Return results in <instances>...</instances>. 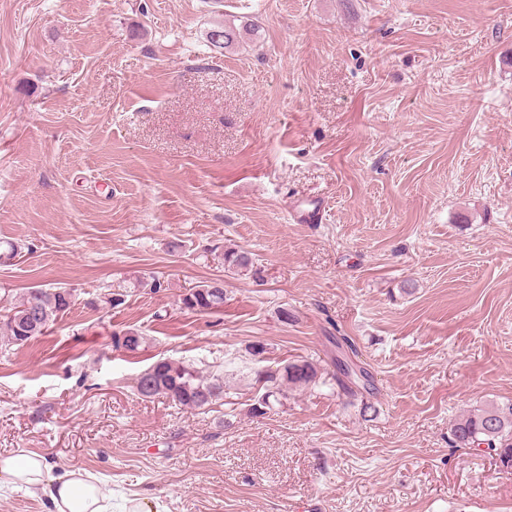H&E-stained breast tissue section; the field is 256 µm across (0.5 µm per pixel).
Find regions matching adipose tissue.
Returning a JSON list of instances; mask_svg holds the SVG:
<instances>
[{
    "mask_svg": "<svg viewBox=\"0 0 512 512\" xmlns=\"http://www.w3.org/2000/svg\"><path fill=\"white\" fill-rule=\"evenodd\" d=\"M17 485L41 488L56 512H108L95 483L71 472L48 478L47 463L38 454L0 458V489Z\"/></svg>",
    "mask_w": 512,
    "mask_h": 512,
    "instance_id": "ef3b65f1",
    "label": "adipose tissue"
}]
</instances>
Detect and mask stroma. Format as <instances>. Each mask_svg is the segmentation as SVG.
Returning a JSON list of instances; mask_svg holds the SVG:
<instances>
[{
    "instance_id": "obj_1",
    "label": "stroma",
    "mask_w": 512,
    "mask_h": 512,
    "mask_svg": "<svg viewBox=\"0 0 512 512\" xmlns=\"http://www.w3.org/2000/svg\"><path fill=\"white\" fill-rule=\"evenodd\" d=\"M9 242L0 289L76 301L0 353V456L93 475L112 512H512V470L449 441L512 401V0H0ZM211 278L223 308L181 309ZM332 336L374 412L321 383L250 414L257 370L333 372ZM162 358L223 372V405L138 396ZM258 32V25L253 21H243V23L236 26L234 23L226 24L224 26H217L211 29L206 37L208 43L216 50H225L236 45L246 43V38L255 35ZM218 38V40H217ZM336 344L339 349H344L349 359V362L347 360L340 362L339 368L337 363L334 362L340 373V376H336V385L341 393L348 399L346 401L347 405H359L360 411L365 414L367 411L374 408L372 404L368 402L367 396H373L375 394V390H377L376 386L373 384L372 377L368 371L353 360V358L358 357L359 353L351 339L346 336H341L339 340L336 338Z\"/></svg>"
}]
</instances>
